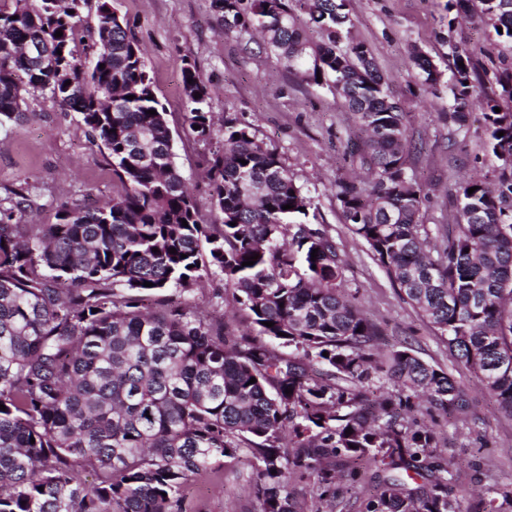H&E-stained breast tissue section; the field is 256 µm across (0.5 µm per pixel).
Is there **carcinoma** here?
<instances>
[{"instance_id":"cac0c4a2","label":"carcinoma","mask_w":512,"mask_h":512,"mask_svg":"<svg viewBox=\"0 0 512 512\" xmlns=\"http://www.w3.org/2000/svg\"><path fill=\"white\" fill-rule=\"evenodd\" d=\"M90 2L0 8V129L28 117L30 92L47 90L81 115L120 185L95 208L61 205L50 224L17 221L31 185L0 199V512H186L185 484L244 448L255 460L258 512H319L291 495L295 478L334 503L339 485H361L368 469L364 512H462L448 492L450 468L434 453L437 433L403 411L423 398L462 413L464 392L412 349L378 346L377 326L342 293L335 241L308 222L312 197L276 151L228 117L206 165L218 222L201 221L143 52L107 0H96L89 54L77 53ZM212 6L224 28L255 29L304 81L331 82L366 133L351 153L367 179L336 181L343 223L512 417V163L501 159L512 157V70L499 74L501 93L483 112L499 176L457 186L454 234L438 244L420 223L425 192L410 172L406 112L353 37L344 0ZM455 7L512 40V0ZM28 41L52 58L24 59ZM411 55L435 87L432 61L417 47ZM451 57L448 120L462 127L475 66L466 47L453 46ZM183 78L187 131L207 140L215 116L188 60ZM212 277L247 330L196 306L195 286ZM377 382L395 390L377 395ZM411 469L428 485L412 484ZM83 470L97 482L83 481Z\"/></svg>"}]
</instances>
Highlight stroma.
I'll use <instances>...</instances> for the list:
<instances>
[{"label": "stroma", "instance_id": "1", "mask_svg": "<svg viewBox=\"0 0 512 512\" xmlns=\"http://www.w3.org/2000/svg\"><path fill=\"white\" fill-rule=\"evenodd\" d=\"M119 9L168 112L176 162L200 201L204 222L214 219L205 192L204 158L215 144L186 131L182 69L188 59L207 86L212 112L248 125L309 191L316 221L334 239L344 262V284L378 326L381 344L412 348L422 360L447 371L466 393L465 413L436 411L427 418L440 434L438 452L450 465L451 488L461 494L464 512L488 489L512 490V417L499 410L472 371L455 361L434 328L342 222L335 183L353 167L349 149L359 129L329 85L301 81L274 54L260 51L251 32L224 30L212 0H120ZM349 11L353 36L372 50L389 94L406 112L413 144L410 167L428 194L420 221L432 235H445L454 222L457 184L469 177L491 179L498 171L482 102L495 92L502 63H512V46L491 27L459 19L449 0H349ZM457 43L474 49L485 71L463 130L448 121L453 102L449 56ZM414 46L441 73L436 91L421 82L410 54ZM28 110L29 119L0 130V197L20 184L34 185V210L24 218L28 224L53 222L64 203L94 206L111 199L112 167L103 150L90 143L78 113L61 110L46 91L29 94ZM253 471L254 460L244 451L197 477L199 492L185 495L188 512H256L249 493Z\"/></svg>", "mask_w": 512, "mask_h": 512}]
</instances>
